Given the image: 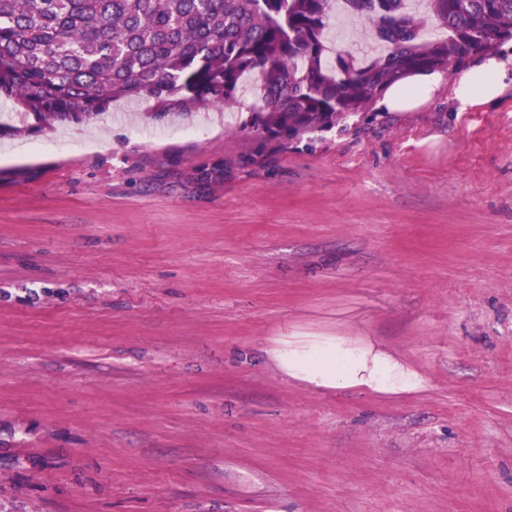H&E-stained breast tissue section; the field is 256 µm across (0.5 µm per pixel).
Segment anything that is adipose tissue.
<instances>
[{
  "label": "adipose tissue",
  "mask_w": 512,
  "mask_h": 512,
  "mask_svg": "<svg viewBox=\"0 0 512 512\" xmlns=\"http://www.w3.org/2000/svg\"><path fill=\"white\" fill-rule=\"evenodd\" d=\"M502 71L503 65L497 58H484L457 82V100L464 105L494 100L501 93ZM445 81V74L438 70L409 75L385 91L380 105L391 112L410 110L433 99ZM265 353L288 379L317 389L399 395L421 393L429 386L425 374L372 343L342 337L283 336Z\"/></svg>",
  "instance_id": "1"
}]
</instances>
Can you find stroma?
<instances>
[{
    "instance_id": "35a3bbf8",
    "label": "stroma",
    "mask_w": 512,
    "mask_h": 512,
    "mask_svg": "<svg viewBox=\"0 0 512 512\" xmlns=\"http://www.w3.org/2000/svg\"><path fill=\"white\" fill-rule=\"evenodd\" d=\"M505 60L492 102L452 75L284 147L248 95L0 135L7 512H512ZM286 335L370 337L430 388L306 387Z\"/></svg>"
}]
</instances>
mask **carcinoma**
I'll use <instances>...</instances> for the list:
<instances>
[{"label": "carcinoma", "instance_id": "carcinoma-1", "mask_svg": "<svg viewBox=\"0 0 512 512\" xmlns=\"http://www.w3.org/2000/svg\"><path fill=\"white\" fill-rule=\"evenodd\" d=\"M386 44L364 63H327L333 0H0V101L44 127L79 122L119 99L226 106L260 76L243 123L287 145L365 110L412 71L460 72L512 44V0H429L445 34L422 37L405 0H346Z\"/></svg>", "mask_w": 512, "mask_h": 512}]
</instances>
